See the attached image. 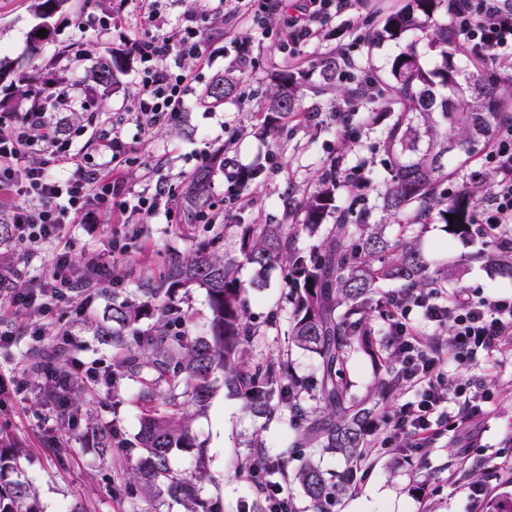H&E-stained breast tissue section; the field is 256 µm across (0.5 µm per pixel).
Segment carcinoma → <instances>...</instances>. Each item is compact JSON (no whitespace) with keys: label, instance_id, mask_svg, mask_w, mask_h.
Segmentation results:
<instances>
[{"label":"carcinoma","instance_id":"cac0c4a2","mask_svg":"<svg viewBox=\"0 0 512 512\" xmlns=\"http://www.w3.org/2000/svg\"><path fill=\"white\" fill-rule=\"evenodd\" d=\"M449 8L450 0H412L384 16L371 37L377 46L388 37L419 29L426 34L431 57L428 62L412 51L401 52L391 64L388 79L378 83L376 97L387 98L393 106L383 141L389 162V178L379 191L383 218L375 220L369 207L355 212L337 208L336 180L322 178L302 206V225L319 238L310 251L298 249L295 234L282 224L239 225L240 254L247 263L260 274L274 266L287 270L294 310L286 336L288 344L318 359L316 387L293 374L286 348L265 362L249 358L247 347L256 334L246 321L245 288L236 276L234 257H173L160 283L146 292V301L112 300V325L98 328V335L123 346L126 330L139 321L148 303L167 298L159 308L163 325L153 331L143 350L147 363L161 371L173 369L174 377L163 409L152 406L158 380L143 381L137 436L141 461L130 472L148 492L162 485L187 512H222L218 502L199 495L200 483L207 478L205 468L188 476L173 470L169 461L173 449L192 445L187 406L199 411L207 406L209 378L217 370L223 373L224 388L245 397L255 415L268 419L286 409L302 424L283 457L312 445L338 451L353 463L366 448L378 414L371 398L351 392L347 354L355 343L370 342L368 316L373 310L383 311L386 304V298L377 295L379 282L400 281L407 288L431 291L445 287L453 277L445 267L430 269L419 248L427 221L433 217L453 223V231L463 237L470 234L474 222L473 191L463 190L448 200L439 191L443 180L452 176L448 152L467 151L474 143L491 139L504 108L512 104V77L458 66L455 57L469 52L458 34L438 19ZM235 90L231 78L218 75L205 95L209 103L218 104ZM265 100L267 119L274 123L301 109L300 86L287 73L265 90ZM211 175L212 170L204 168L192 176L187 190L190 205L206 200ZM332 213L336 221L324 223ZM449 214L455 219L448 220ZM390 219L402 226L393 238L384 232ZM483 259L500 276L512 278V255L494 250ZM179 288L205 289L211 313L207 335L169 334V318L179 313L170 300ZM181 385L184 400L175 393ZM311 395L322 404L319 416L312 415L307 403ZM10 473L16 479L2 481ZM359 480L361 473L351 466L332 482L312 461L304 462L292 475L313 512H323L327 501L346 494ZM0 512H38L27 481L21 479L18 456L2 451Z\"/></svg>","mask_w":512,"mask_h":512}]
</instances>
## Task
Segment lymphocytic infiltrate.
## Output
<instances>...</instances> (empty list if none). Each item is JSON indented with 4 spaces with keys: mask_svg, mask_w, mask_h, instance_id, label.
<instances>
[{
    "mask_svg": "<svg viewBox=\"0 0 512 512\" xmlns=\"http://www.w3.org/2000/svg\"><path fill=\"white\" fill-rule=\"evenodd\" d=\"M230 25L247 24L263 29L267 16L281 11L282 0H219ZM354 0H301L297 14L288 16L277 38L296 59L301 47L324 40L325 32L347 14ZM149 33L134 37L133 50L141 67V88L131 110L137 119L150 124L175 119L183 110L198 70L210 62L208 40L199 27L189 25L179 40H171L160 23L159 0H139ZM448 26L487 63L512 61V0H455ZM191 58L194 69H172L169 59ZM30 97L40 106L15 120L0 114V191L13 188L15 165L29 156L54 155L59 167L71 170V178L51 176L41 169L28 171L24 186L16 189L23 202L17 206L12 222L24 240L56 239L60 225L90 209L111 206L124 197L125 187L119 168L125 153L120 137H113L112 167L87 170L80 155L65 147L56 136L35 135V128L47 126L51 112L70 110L74 100L69 93L42 99L39 87ZM498 179L486 203L480 205L474 222L484 238L496 249L512 251V114H504L485 155ZM71 244L58 241V252L43 288L24 287L12 291L11 306L25 309L28 315L43 317L52 302H63L72 290L69 275ZM422 314L436 329L447 331L445 350L433 347L429 337L411 326L413 313ZM383 341L398 365L397 379L402 389L413 392L411 401L398 405L386 417L383 431L374 432L369 448L389 449L408 441L424 448L445 436L465 442L467 451L477 449L476 427L483 418L485 404L492 396L480 381L452 383L445 370V354L459 361L492 360L512 346V296L487 295L466 291L422 293L412 289L391 292L382 316Z\"/></svg>",
    "mask_w": 512,
    "mask_h": 512,
    "instance_id": "f902f5d3",
    "label": "lymphocytic infiltrate"
}]
</instances>
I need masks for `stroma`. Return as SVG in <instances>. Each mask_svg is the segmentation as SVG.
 <instances>
[{
	"instance_id": "1",
	"label": "stroma",
	"mask_w": 512,
	"mask_h": 512,
	"mask_svg": "<svg viewBox=\"0 0 512 512\" xmlns=\"http://www.w3.org/2000/svg\"><path fill=\"white\" fill-rule=\"evenodd\" d=\"M31 3L0 0V113L23 117L32 106L28 91L34 83H48L52 94L72 90L79 101L90 100L92 108L76 106L65 112L59 130L83 156L86 168L110 165L106 145L113 127H120L127 147L122 174L129 197L159 189L171 200L148 224L132 223L128 213L117 209H94L64 225L63 234L72 243L74 276H81L97 255L111 253L116 257L112 282L97 284L90 292L73 290L69 303L54 306L36 322L11 307L0 308V449L20 456L39 512H184L166 492L144 495L130 478L131 467L140 459L135 444L143 380L155 378L158 402L168 396L169 385L159 380L154 368L113 374L121 353L101 340L96 324L110 317L113 296L143 300L144 289L172 257L238 256L240 225H286L296 233L297 248L309 251L317 239L303 228L301 214H286L285 198L301 202L337 159L345 169L365 164L363 194L374 202L388 164L382 150L386 123L371 122L369 115L388 111L389 105L366 96L358 100L361 136L356 140L344 138L329 121L300 127L288 118L266 125L263 95L282 73L299 79L308 112L335 111L344 100L345 86H326L320 73L321 46H305L293 62L283 56L272 34L283 22L279 16L270 20V34L248 26L234 31L250 57L248 64H241L236 54L224 51V17L217 14L200 21L209 37L211 61L198 73L186 109L145 133L129 115L140 82L139 62L129 43L141 28L138 0H67L62 10L46 18L36 14ZM405 3L357 0L348 13L350 29L344 42L360 70V81L387 77L400 52L425 53L427 39L418 30L375 49L369 46L381 18ZM38 26L46 27L49 37L36 44L29 33ZM116 52L123 60L121 70L109 86L96 84L93 73L111 64ZM227 71L239 79L236 93L220 107L207 108L203 92L214 75ZM217 156L256 174L250 205L233 216L224 213L228 182L220 169L214 173L208 206L192 212L183 200L194 171ZM420 248L431 267L456 268L450 288L512 296V279L501 277L482 260L490 246L481 236L462 237L435 221L428 225ZM54 252V243L22 244L15 234L0 232V265L12 268L18 283H40ZM238 278L246 290L247 321L260 332L250 356L256 361L276 356L284 345L279 329L293 311L285 272L277 267L261 274L244 262ZM64 331L73 341L70 354L96 364L102 373L97 385L80 388L78 423L73 427L47 400V383L39 371L45 362H64L66 354L57 350ZM346 369L354 392L368 393L387 373L385 348L370 353L354 347ZM448 377L461 383L483 380L500 396L481 426L482 453L462 455L446 437L408 457L378 452L359 489L333 500L328 512H484L488 497L512 494V354L492 364L450 363ZM211 386L207 407L190 423L193 447L173 450L170 466L186 475L205 467L209 478L200 495L220 502L223 512H268L265 496L245 474L254 461L250 442L261 436L265 459L278 460L300 424L286 411L268 420L255 417L240 398L225 391L222 374L212 376ZM104 428L117 429L123 447L101 453L98 436ZM55 440L67 446V453L54 452ZM479 476L486 480L485 494L476 498L470 486Z\"/></svg>"
}]
</instances>
